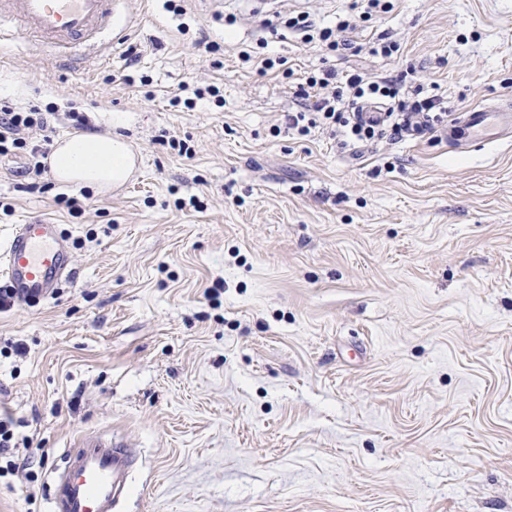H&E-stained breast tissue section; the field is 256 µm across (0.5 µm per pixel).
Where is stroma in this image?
<instances>
[{
  "mask_svg": "<svg viewBox=\"0 0 512 512\" xmlns=\"http://www.w3.org/2000/svg\"><path fill=\"white\" fill-rule=\"evenodd\" d=\"M163 3L140 0L125 41L78 69L0 41V99L56 106L54 142L79 108L137 160L73 217L54 198L82 187L20 191L21 159L0 157V241L43 218L74 260L53 298L0 312V413L31 439L0 512H47L65 450L97 435L136 451L117 512H512V139L298 135L287 79L236 52L262 36L255 0ZM377 30L399 55L339 68L421 67L455 113L512 98V0H398L358 41ZM268 52L299 77L325 58L291 38ZM211 83L223 107L173 105Z\"/></svg>",
  "mask_w": 512,
  "mask_h": 512,
  "instance_id": "stroma-1",
  "label": "stroma"
}]
</instances>
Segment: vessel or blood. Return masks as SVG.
<instances>
[{"label":"vessel or blood","instance_id":"obj_1","mask_svg":"<svg viewBox=\"0 0 512 512\" xmlns=\"http://www.w3.org/2000/svg\"><path fill=\"white\" fill-rule=\"evenodd\" d=\"M136 16L134 0H0V24L17 20L22 32L57 52L81 48L98 55L100 41L125 36ZM512 134V101L472 106L443 131L449 146L471 150ZM73 270L57 225L32 219L12 229L0 245V287L19 302L36 305L53 297ZM48 512H113L124 494L131 464L125 444L97 441L66 453Z\"/></svg>","mask_w":512,"mask_h":512}]
</instances>
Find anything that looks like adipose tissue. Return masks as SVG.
Masks as SVG:
<instances>
[{
  "instance_id": "adipose-tissue-1",
  "label": "adipose tissue",
  "mask_w": 512,
  "mask_h": 512,
  "mask_svg": "<svg viewBox=\"0 0 512 512\" xmlns=\"http://www.w3.org/2000/svg\"><path fill=\"white\" fill-rule=\"evenodd\" d=\"M48 162L59 183L99 192L123 185L136 168V156L124 139L92 133L58 140Z\"/></svg>"
}]
</instances>
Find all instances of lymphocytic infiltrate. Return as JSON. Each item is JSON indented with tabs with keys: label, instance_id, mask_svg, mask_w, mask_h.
I'll return each instance as SVG.
<instances>
[{
	"label": "lymphocytic infiltrate",
	"instance_id": "1",
	"mask_svg": "<svg viewBox=\"0 0 512 512\" xmlns=\"http://www.w3.org/2000/svg\"><path fill=\"white\" fill-rule=\"evenodd\" d=\"M394 8L395 0H351L347 10L339 13L335 26L321 24L310 12L292 11L285 27L298 36L301 44H319L327 54L341 58L360 53L361 48L351 35L361 24ZM293 95L300 109L289 114L288 125L299 135H307L311 128L322 125L363 144L385 136L396 139L409 132L422 133L448 112L441 96L426 93L413 67L371 80L357 70H340L329 64L295 83ZM369 101L384 107V118L371 120L357 115L355 105ZM54 112L51 106L42 109L0 104V156H25L26 164L20 168L19 175L26 181V190L39 189L48 171L49 155L47 145L29 140L27 133L35 128L47 130L48 117Z\"/></svg>",
	"mask_w": 512,
	"mask_h": 512
}]
</instances>
